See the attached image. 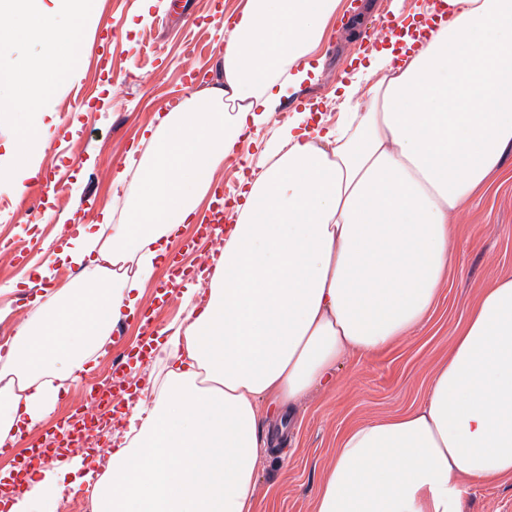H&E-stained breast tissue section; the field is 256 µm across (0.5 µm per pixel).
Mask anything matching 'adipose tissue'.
<instances>
[{"instance_id":"obj_1","label":"adipose tissue","mask_w":512,"mask_h":512,"mask_svg":"<svg viewBox=\"0 0 512 512\" xmlns=\"http://www.w3.org/2000/svg\"><path fill=\"white\" fill-rule=\"evenodd\" d=\"M340 0H246L223 76L141 135L121 213L58 235L35 270L78 266L81 282L35 296L0 363V447L46 421L61 384L87 373L113 325L137 311L180 227L199 219L240 135L275 112L323 41ZM421 44L386 34L366 102L344 89L335 125L308 114L265 145L264 169L224 228L186 318L158 330L149 378L97 512H256L266 455L259 405L294 410L329 389L353 354L389 348L426 322L453 263L451 217L512 148V0H447ZM207 291L201 310L194 299ZM74 456L39 469L10 512H54ZM512 476V277L487 288L457 330L423 403L349 427L314 512H462L468 483ZM153 348L155 352L151 354V358H145L142 361L141 367H139L136 372V378L134 380L138 381L139 388L146 385L149 374H153V376L157 375L159 372L163 371V373L167 370L165 367L167 365V356L164 351H161L160 348L153 344Z\"/></svg>"}]
</instances>
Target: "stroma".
Wrapping results in <instances>:
<instances>
[{"label": "stroma", "mask_w": 512, "mask_h": 512, "mask_svg": "<svg viewBox=\"0 0 512 512\" xmlns=\"http://www.w3.org/2000/svg\"><path fill=\"white\" fill-rule=\"evenodd\" d=\"M430 2L340 0L329 35L316 52L322 61L318 79L289 87L268 124L241 136L235 156L215 175L216 190L240 192L242 178L260 174L264 144L294 113L311 109L332 125L339 118L342 85L355 83L368 91L371 83L360 72L368 59L346 40L349 27L372 29L386 11L406 24ZM244 3L189 0L184 14L179 0H95L77 67L53 95L52 113L43 119L45 134L31 153L38 177L17 173L0 182V234L19 243L0 252V323L17 326L42 289L77 283L78 267L59 270L45 285L33 268L47 258L59 231L75 232L78 225L97 221L106 204H123L129 185L114 183L115 172L135 175L140 135L166 99L189 97L220 77L222 23L237 17ZM452 224L455 263L423 326L384 352L349 357L335 389L311 393L288 426H280L277 413L260 406L269 444L258 479L257 512H313L344 430L418 407L483 288L512 275V177L464 204ZM112 372L104 354L92 371L66 381L51 422L73 415L90 386ZM463 512H512V476L470 485Z\"/></svg>", "instance_id": "obj_1"}]
</instances>
